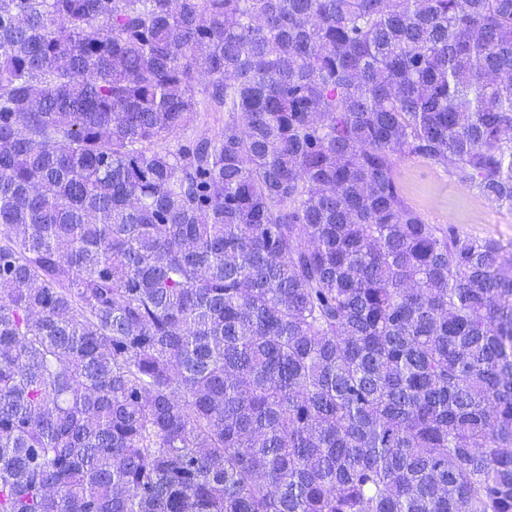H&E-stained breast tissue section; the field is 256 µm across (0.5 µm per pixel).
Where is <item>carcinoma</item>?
<instances>
[{"label": "carcinoma", "mask_w": 512, "mask_h": 512, "mask_svg": "<svg viewBox=\"0 0 512 512\" xmlns=\"http://www.w3.org/2000/svg\"><path fill=\"white\" fill-rule=\"evenodd\" d=\"M405 155L512 211V0H0V512H512V253ZM219 121L214 122L213 118L195 120L189 127L177 134L176 137H171L166 141V146L171 149H176L180 144H185L189 140H196L202 137H212L222 125H224V113L221 112L217 115ZM397 170L408 201L428 224L446 225L461 236L490 238L512 248V212L491 208L421 157L398 159Z\"/></svg>", "instance_id": "carcinoma-1"}]
</instances>
